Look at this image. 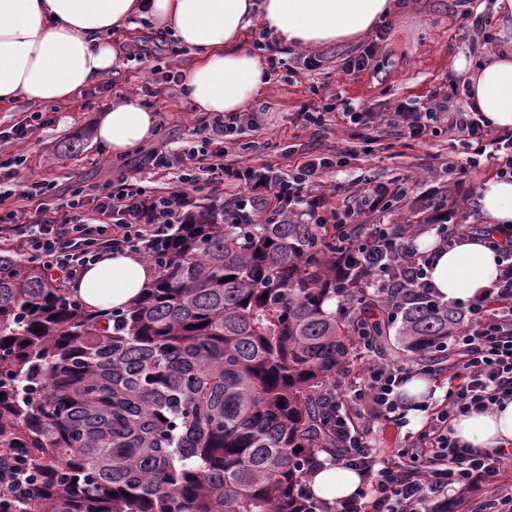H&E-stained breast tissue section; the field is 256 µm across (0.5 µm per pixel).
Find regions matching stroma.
Segmentation results:
<instances>
[{
	"label": "stroma",
	"instance_id": "stroma-1",
	"mask_svg": "<svg viewBox=\"0 0 512 512\" xmlns=\"http://www.w3.org/2000/svg\"><path fill=\"white\" fill-rule=\"evenodd\" d=\"M492 24L490 0H471L464 6L459 0H403L402 9L386 19L378 33L369 34L376 54L363 71L347 73L342 68L345 58L363 50L360 42L310 50L285 48L271 73L269 89L249 106L255 128L233 134L234 146L243 163L254 164L291 137L316 153L358 148L367 137L370 154L327 174L324 190L330 206L342 207L367 183L391 188L403 184L409 196L428 198L448 183L441 169L454 153L447 133L415 139L387 125L362 131L341 119L317 129L306 122L305 114L331 106L384 113L393 103H423L439 88L447 90L450 109L465 107L455 63L460 56L488 52ZM119 50V67L102 74L74 99L38 104L20 97L0 106V131L31 113L42 115L26 142L0 145V155L23 158L13 178L0 181V192L19 189L31 178H44L53 185V203L63 206L77 189H98L123 174L136 177L146 188L159 184L148 154L156 149L178 150L203 118L186 100L181 83L166 79L167 72H184L192 56L144 25L121 34ZM130 94L156 109L157 129L146 143L116 158L95 141L93 128L103 112ZM492 174L485 167L459 178L453 201L446 206L448 223L482 224L478 187Z\"/></svg>",
	"mask_w": 512,
	"mask_h": 512
}]
</instances>
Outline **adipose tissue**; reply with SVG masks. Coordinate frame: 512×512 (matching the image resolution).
<instances>
[{"mask_svg":"<svg viewBox=\"0 0 512 512\" xmlns=\"http://www.w3.org/2000/svg\"><path fill=\"white\" fill-rule=\"evenodd\" d=\"M399 7L398 0H0V106L18 97L43 103L70 100L116 66L111 36L136 20L163 29L194 60L182 87L197 112H240L270 85L262 58L243 38L261 26L278 43L316 48L353 43ZM495 47L458 59L463 95L492 127L512 129V0H493ZM157 116L127 95L99 116L95 138L118 157L152 138ZM488 223L512 224V179L488 178L479 188ZM498 256L482 243L462 241L437 249L427 271L438 294L451 303L480 296L495 280ZM151 271L142 256H104L74 283L90 307L125 306L142 293ZM454 435L474 448L512 441V402L453 423ZM360 484L356 471L326 460L310 477L313 493L349 498Z\"/></svg>","mask_w":512,"mask_h":512,"instance_id":"adipose-tissue-1","label":"adipose tissue"}]
</instances>
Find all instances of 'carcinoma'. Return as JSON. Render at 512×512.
<instances>
[{
  "label": "carcinoma",
  "mask_w": 512,
  "mask_h": 512,
  "mask_svg": "<svg viewBox=\"0 0 512 512\" xmlns=\"http://www.w3.org/2000/svg\"><path fill=\"white\" fill-rule=\"evenodd\" d=\"M342 246L334 224L202 207L121 310L0 248V448L42 482L27 512H313L301 491L336 454L329 398L358 324L421 361L459 326L423 299L377 316Z\"/></svg>",
  "instance_id": "cac0c4a2"
}]
</instances>
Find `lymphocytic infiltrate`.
<instances>
[{
    "label": "lymphocytic infiltrate",
    "mask_w": 512,
    "mask_h": 512,
    "mask_svg": "<svg viewBox=\"0 0 512 512\" xmlns=\"http://www.w3.org/2000/svg\"><path fill=\"white\" fill-rule=\"evenodd\" d=\"M442 120L458 140L456 157L446 166L449 178L484 164L493 166L496 176L512 178V131L494 133L479 113L449 110L447 95L431 96L420 110L399 103L390 118L414 138ZM251 126L250 113H217L195 124L196 145L149 155L153 168L179 170L174 184L147 189L122 178L98 193L73 196L61 208L48 201L49 182L27 180L17 204L0 212V243L17 247L70 283L104 255L155 252L176 224L201 207L199 194L207 188L223 192L227 209L262 210L273 219L304 216L309 223L341 230L357 226L354 252L340 259L349 264L364 258L368 285L385 301L382 314H392L404 300L392 278L395 270L406 273L408 287L433 295L427 281L432 252L419 251L415 233L400 225L368 221L373 214L403 207L402 191L369 185L353 204L329 208L325 177L346 166L351 151L315 155L289 145L281 153L287 169L268 162L243 167L226 138ZM436 237L442 248L472 238L497 251L499 276L482 297L463 308L447 347L452 365L444 399L429 408L422 428L405 436L401 447H379L366 421L405 424L408 407L398 389L419 368L374 363L366 338L353 337L351 361L336 381L334 434L342 464L359 472L362 486L349 499L323 504V512H512V449L468 447L452 428L458 417L512 402V225L440 224ZM40 490L25 450L0 448V512H25Z\"/></svg>",
    "instance_id": "f902f5d3"
}]
</instances>
